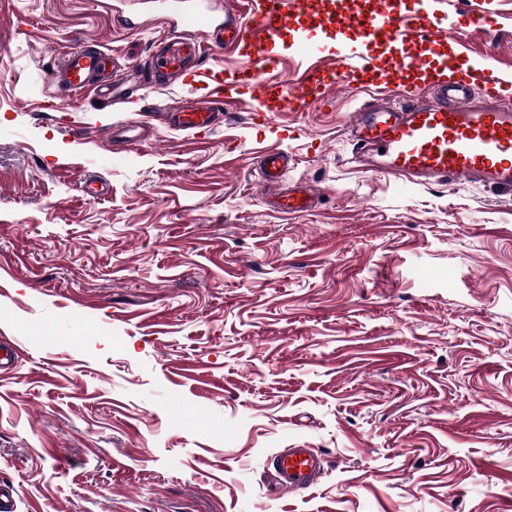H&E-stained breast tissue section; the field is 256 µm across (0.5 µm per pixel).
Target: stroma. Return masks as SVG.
Returning a JSON list of instances; mask_svg holds the SVG:
<instances>
[{
  "label": "stroma",
  "instance_id": "stroma-1",
  "mask_svg": "<svg viewBox=\"0 0 512 512\" xmlns=\"http://www.w3.org/2000/svg\"><path fill=\"white\" fill-rule=\"evenodd\" d=\"M304 22L300 45L343 34ZM432 0L448 48L512 66V0ZM138 0H0V483L17 512H512V195L408 189L353 163L364 92L275 113L227 110L195 138L153 121L133 152L110 131L190 95L176 80L115 108L47 72L94 39L127 69L169 37L113 21ZM291 137H283V130ZM292 157L316 207L279 216L253 164ZM108 183L100 199L86 182ZM316 449L293 496L268 459Z\"/></svg>",
  "mask_w": 512,
  "mask_h": 512
}]
</instances>
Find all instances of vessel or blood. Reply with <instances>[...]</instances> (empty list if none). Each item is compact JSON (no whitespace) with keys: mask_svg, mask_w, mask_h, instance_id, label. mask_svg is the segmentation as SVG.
I'll return each mask as SVG.
<instances>
[{"mask_svg":"<svg viewBox=\"0 0 512 512\" xmlns=\"http://www.w3.org/2000/svg\"><path fill=\"white\" fill-rule=\"evenodd\" d=\"M147 11L117 15L127 28L163 20L175 36L169 49L154 57L141 83L160 86L172 76L189 74L191 97L166 108L168 124L195 134L208 133L223 117L225 107L243 106L250 128L270 127L265 107L267 84L262 75L271 63L269 48L301 9V0H147ZM325 27L358 32L359 42L344 47L330 62L316 65L313 50L301 52L308 66L301 78L278 83L276 97L285 111L304 112L313 103H328L329 92L350 86L379 69L370 48L385 43L397 56L394 79L417 69L425 74L427 94L395 100L382 95L363 101L350 116L348 130L354 156L363 167L392 176L406 187H425L448 181L494 186L512 192V73L496 68L486 56L481 68L463 70L458 60L441 54L423 61L424 45L445 43L447 32L428 20L426 7L407 11L402 0H369L366 9L336 10L322 19ZM237 51L251 68L233 92L199 64L208 53ZM97 43L64 53L50 78L64 93L95 88L112 104L129 98L127 78L118 74ZM290 157L274 149L258 157L260 177L269 190V206L283 215L308 209L288 178ZM269 466L280 492L299 495L311 489L323 470L321 454L311 448H286L271 457Z\"/></svg>","mask_w":512,"mask_h":512,"instance_id":"1","label":"vessel or blood"}]
</instances>
